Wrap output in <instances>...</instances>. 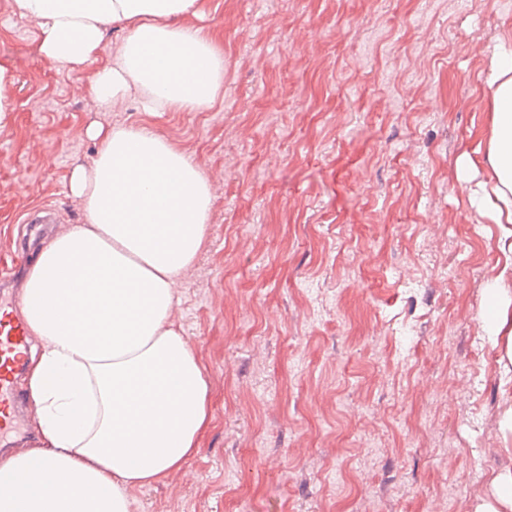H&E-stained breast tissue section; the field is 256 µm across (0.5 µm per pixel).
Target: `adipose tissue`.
Segmentation results:
<instances>
[{"label":"adipose tissue","instance_id":"1","mask_svg":"<svg viewBox=\"0 0 512 512\" xmlns=\"http://www.w3.org/2000/svg\"><path fill=\"white\" fill-rule=\"evenodd\" d=\"M201 0H16L38 22L42 58L57 68L95 59L108 26L124 36L92 96L146 112H201L224 88V46L191 25ZM485 76L491 106L470 189L488 201L512 253V32ZM98 150L71 182L82 223L44 242L27 270L22 308L40 343L28 388L40 444L0 456V512H131L151 485L196 453L212 422L204 367L172 318L173 287L206 245L209 181L146 126L88 128ZM487 326L512 350V264L488 291ZM55 487L43 493V484Z\"/></svg>","mask_w":512,"mask_h":512}]
</instances>
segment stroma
<instances>
[{
  "label": "stroma",
  "instance_id": "1",
  "mask_svg": "<svg viewBox=\"0 0 512 512\" xmlns=\"http://www.w3.org/2000/svg\"><path fill=\"white\" fill-rule=\"evenodd\" d=\"M224 89L202 112L89 92L122 34L78 69L0 0V265L70 183L89 125L151 126L207 175V245L174 320L212 391L198 452L130 492L133 512H480L512 469V363L487 336L512 259L462 167L489 118L484 76L512 0H205ZM14 85V76L8 66L0 65V122L4 121L8 112H12L10 98Z\"/></svg>",
  "mask_w": 512,
  "mask_h": 512
}]
</instances>
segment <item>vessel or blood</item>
<instances>
[{"label":"vessel or blood","instance_id":"obj_1","mask_svg":"<svg viewBox=\"0 0 512 512\" xmlns=\"http://www.w3.org/2000/svg\"><path fill=\"white\" fill-rule=\"evenodd\" d=\"M21 303L20 297L0 294V437L19 430L32 413L18 385L32 343L26 322L15 313Z\"/></svg>","mask_w":512,"mask_h":512}]
</instances>
